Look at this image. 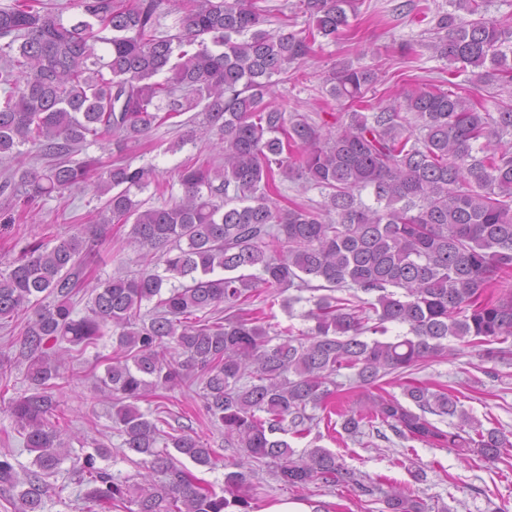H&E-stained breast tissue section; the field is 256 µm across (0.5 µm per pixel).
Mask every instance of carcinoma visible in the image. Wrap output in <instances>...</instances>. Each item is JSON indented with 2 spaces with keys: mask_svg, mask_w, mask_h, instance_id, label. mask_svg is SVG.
<instances>
[{
  "mask_svg": "<svg viewBox=\"0 0 512 512\" xmlns=\"http://www.w3.org/2000/svg\"><path fill=\"white\" fill-rule=\"evenodd\" d=\"M259 2L180 0L175 34L160 31V0H73V23L55 0L0 6V39L19 53L0 62V158L17 162L0 194L25 210L94 173L105 197L95 223L129 226L127 245L160 253L164 265L160 273L147 261L132 276L91 284L85 263L97 227L86 240L35 241L0 273V321L31 313L21 330L30 388L10 411L35 453L32 469L21 480L11 457L0 456V486L23 487L18 512H43L45 476L70 457L55 423L65 408L53 393L73 381L66 357L109 333L116 346L102 383L115 400L123 456H139L146 474L130 485L98 467L105 448L70 457L83 499L101 509L127 502L128 512H251L252 460L272 463L290 487L348 484L372 495L374 485L334 452L298 454L284 439L310 431V409L335 414L353 437L367 427L384 439L385 427L489 464L512 448L509 435L483 427L455 394L423 382L406 384L400 399L368 394L335 408L341 371H352L357 387L379 390L388 376L450 355L452 339L485 345L486 360L512 365V149L504 142L512 100L481 93L512 88V23L489 15L488 0H449L453 10L434 13L430 0H417L436 31L430 48L449 75L470 73L468 86L415 84L377 109L369 93L380 65L340 61L325 91L342 111L317 125L265 96L273 77L299 69L317 38L343 35L356 0H301L309 17L302 35L261 28ZM199 106L223 162L197 158L179 169L183 195L169 204L137 199L155 180L150 166L73 161L90 140L120 153ZM26 144L43 166L19 159ZM278 175L320 189V207L280 205ZM260 285L324 291L303 314L313 326L270 336L261 324L268 313L249 308ZM84 288L92 304L78 317L71 298ZM145 302L153 303L146 321ZM389 323L406 333L384 338ZM195 379L206 415L224 428V447L237 451L224 462L219 492L169 451L210 468L216 449L168 432L164 405L152 419L136 405ZM431 415L458 418L456 431ZM386 505L426 512L408 489H392Z\"/></svg>",
  "mask_w": 512,
  "mask_h": 512,
  "instance_id": "obj_1",
  "label": "carcinoma"
}]
</instances>
